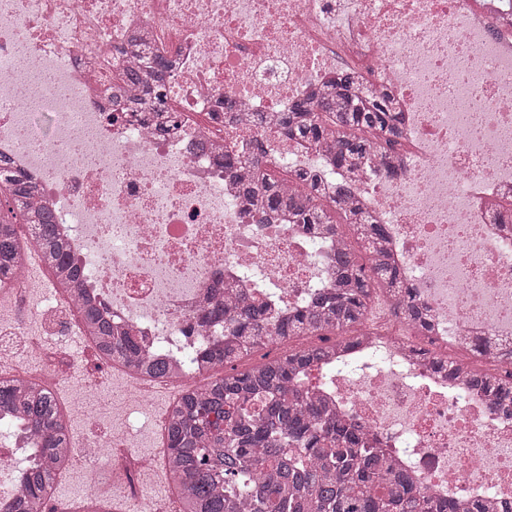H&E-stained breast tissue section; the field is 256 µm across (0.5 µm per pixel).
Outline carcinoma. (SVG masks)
Instances as JSON below:
<instances>
[{
    "instance_id": "obj_1",
    "label": "carcinoma",
    "mask_w": 512,
    "mask_h": 512,
    "mask_svg": "<svg viewBox=\"0 0 512 512\" xmlns=\"http://www.w3.org/2000/svg\"><path fill=\"white\" fill-rule=\"evenodd\" d=\"M151 59L145 70L130 69L127 81L140 96L112 102L114 112H136L138 105L164 104L170 61ZM157 132L165 135L178 121L172 112L154 110ZM289 140L324 153L330 166L347 175L331 191L309 171L293 173L304 183L288 189L276 178L263 140L244 150L216 143L224 170L239 174L238 197L255 224L273 214L304 224L316 233L336 236L331 263L333 288L310 289L302 306L276 317L268 304L245 298L233 288L202 309L199 328L216 326L222 337L203 349L184 348L194 371H204L203 386L180 393L167 413L164 433L166 476L182 512H490L480 502L455 506L418 491L410 476L397 470L382 450L368 445L364 427L336 418V411L302 389L297 373L324 366L334 349L323 344L298 348L243 370L237 363L254 351L292 336H324L336 342L365 335L366 323L382 296L394 301L392 313L408 328L425 332L426 315L406 288L385 247L384 225L354 201L353 188L369 162L391 165L401 154L402 113L377 88L361 91L359 77L336 70L331 86L302 93L276 117ZM33 186L0 156V289L11 287L29 248L61 293L77 309L82 333L101 357L151 377L173 375V353L146 349L132 330L112 325L102 308L81 288L84 270L71 259L68 243L56 232L51 212L31 201ZM363 243L360 260L343 227ZM232 371L218 375L219 367ZM470 386L487 394L504 413L512 412V370L499 365L476 369L466 357L433 358ZM0 410L24 416L40 439L43 467L27 473L0 512H44L57 475L72 455L71 425L58 398L34 379L0 376Z\"/></svg>"
}]
</instances>
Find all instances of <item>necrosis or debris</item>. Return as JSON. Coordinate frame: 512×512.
I'll use <instances>...</instances> for the list:
<instances>
[{
    "mask_svg": "<svg viewBox=\"0 0 512 512\" xmlns=\"http://www.w3.org/2000/svg\"><path fill=\"white\" fill-rule=\"evenodd\" d=\"M143 41L177 63L167 98L180 123L163 137L146 113L113 112L108 95ZM343 66L406 115L400 175L371 165L358 193L432 330L417 346L395 318H373L332 383L317 370L303 383L328 386L427 495L512 504V417L452 390L422 355L493 357L512 344V224L491 217L512 195V0H0V156L36 184L113 323L149 346H197L207 297L242 269L258 267L274 305L291 306L332 279L335 243L297 224L250 223L231 175L189 141L238 149L259 135L279 167L321 168L273 117ZM227 93L241 110L212 120ZM255 112L262 125L249 122ZM111 445L118 455L90 464L88 485L119 472L134 512L165 456L135 459L125 431ZM42 464L27 420L1 412L0 502Z\"/></svg>",
    "mask_w": 512,
    "mask_h": 512,
    "instance_id": "necrosis-or-debris-1",
    "label": "necrosis or debris"
}]
</instances>
